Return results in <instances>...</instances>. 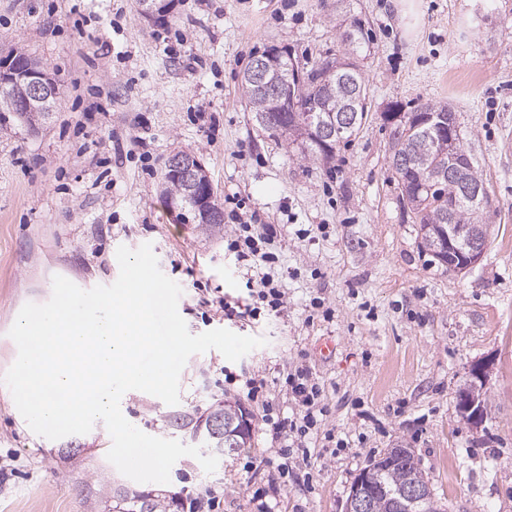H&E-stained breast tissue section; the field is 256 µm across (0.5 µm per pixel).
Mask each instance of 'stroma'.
<instances>
[{"label": "stroma", "mask_w": 512, "mask_h": 512, "mask_svg": "<svg viewBox=\"0 0 512 512\" xmlns=\"http://www.w3.org/2000/svg\"><path fill=\"white\" fill-rule=\"evenodd\" d=\"M352 17L369 35L368 118L330 163L301 159L255 122L241 75L273 44L311 63L341 54L339 27ZM15 47L56 74L60 101L38 131L0 129V378L17 358L9 331L20 309L46 303L54 276L112 284L117 248L148 243L182 288L191 333L265 340L236 362L191 356L180 407L242 400L224 383L229 370L279 384L275 400L291 416L281 386L298 353L310 355L330 409L324 427L345 445L291 459L278 512H344L360 470L399 446L414 450L447 512H512V0H175L156 24L136 0H0V53ZM425 102L456 112L491 201L484 257L463 273L421 248L389 163L384 112ZM179 151L201 161L217 197H247L280 225V315L243 316L254 299L223 236L175 223L163 206L159 173ZM316 297L331 318L313 313ZM328 336L336 353L325 360L316 346ZM481 361L492 364L489 412L476 428L457 399ZM120 409L142 432L172 438L159 398L134 391ZM250 443L214 473L185 456L169 483H139L108 461L103 421L44 438L0 381V512H117L121 485L164 504L212 487L223 512H255L247 485L279 474L244 467L275 457L268 427L253 422Z\"/></svg>", "instance_id": "stroma-1"}]
</instances>
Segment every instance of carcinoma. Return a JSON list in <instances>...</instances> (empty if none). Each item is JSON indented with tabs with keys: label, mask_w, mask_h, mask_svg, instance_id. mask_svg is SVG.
Masks as SVG:
<instances>
[{
	"label": "carcinoma",
	"mask_w": 512,
	"mask_h": 512,
	"mask_svg": "<svg viewBox=\"0 0 512 512\" xmlns=\"http://www.w3.org/2000/svg\"><path fill=\"white\" fill-rule=\"evenodd\" d=\"M344 53L339 57H327L306 69L307 78L297 86L296 98L306 112H313V119L327 120V111L334 108L341 112L345 107L356 115L355 128L350 131L346 141L358 131L367 117V84L360 67V58L364 52L365 38L360 22L354 21L344 29L341 35ZM10 70L21 73L33 67L42 66L26 52L15 50L8 52ZM352 62L353 69L347 71L336 68L330 72V63ZM242 93L253 114L267 110L268 104L255 86L241 81ZM15 85L9 76L0 79V112H11L19 123L33 126L32 113L14 105ZM441 118L446 122L458 124L456 113L441 103L426 102L413 112H406L401 119L394 120L396 113L384 114V120L391 124L390 158L398 157L401 164L394 169L400 189L401 203L412 214L417 226L422 246L443 266H448V249L434 243L433 229L438 224H466L474 214L473 203L464 192V187L449 178H438L436 174L451 168H461L468 181L483 182L482 175L473 155L464 148L462 135L456 134V144L448 153L439 145V131L425 123L428 116ZM293 116L280 119L282 128L273 136L297 146L303 156L316 159H328L324 151L310 138H302L291 129ZM161 198L164 206L178 209L192 216V206L184 191L170 180L168 171L161 169ZM242 407L237 402L225 400L209 413V416L222 418V426L214 428L210 421L196 419L187 410H178L168 416V426L182 433L196 446L214 454V449H224V456L230 457L246 447L250 439V428L243 434H235L238 412ZM393 461L384 469L378 468V460H373L367 468H376L375 475L379 484L371 500L370 512H428L430 502L425 499L408 500L398 496V491L411 482L412 477L423 474L418 460L408 448H390ZM149 495L141 493L133 496H121L120 503L125 505L122 512H156L157 504L146 506Z\"/></svg>",
	"instance_id": "obj_1"
}]
</instances>
